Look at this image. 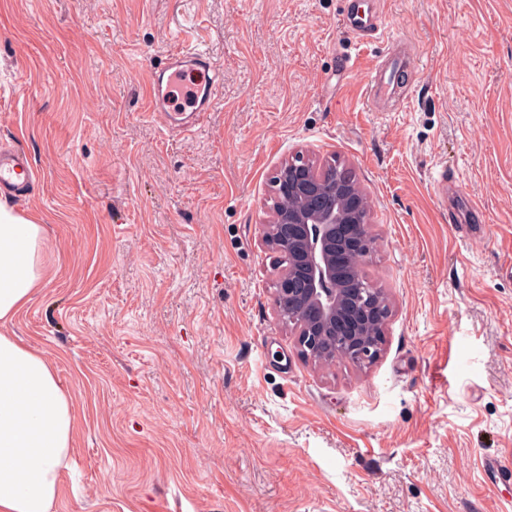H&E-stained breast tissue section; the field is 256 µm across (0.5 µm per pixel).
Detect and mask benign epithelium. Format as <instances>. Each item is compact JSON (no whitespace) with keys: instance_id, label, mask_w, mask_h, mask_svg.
Returning <instances> with one entry per match:
<instances>
[{"instance_id":"obj_1","label":"benign epithelium","mask_w":512,"mask_h":512,"mask_svg":"<svg viewBox=\"0 0 512 512\" xmlns=\"http://www.w3.org/2000/svg\"><path fill=\"white\" fill-rule=\"evenodd\" d=\"M330 167L324 178L317 163L297 153L273 177L274 198L286 205L273 209L261 237L279 259L275 313L304 359L324 365L340 356L359 367L372 365L391 314L385 293L363 271L376 238L353 168L342 162Z\"/></svg>"}]
</instances>
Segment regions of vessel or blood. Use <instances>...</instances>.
<instances>
[{"mask_svg":"<svg viewBox=\"0 0 512 512\" xmlns=\"http://www.w3.org/2000/svg\"><path fill=\"white\" fill-rule=\"evenodd\" d=\"M405 66L402 56H394L388 65H374L370 71V87L374 96L385 97L398 85L401 70ZM196 71L203 78L195 87L196 100L191 112H175L171 109V81L176 74ZM216 59L207 51L197 48L184 49L169 57L158 69L148 90V102L152 112L163 116L169 127L188 125L191 118L211 111L217 102ZM32 177V170L25 157L17 152H0V194L19 190Z\"/></svg>","mask_w":512,"mask_h":512,"instance_id":"vessel-or-blood-1","label":"vessel or blood"}]
</instances>
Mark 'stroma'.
I'll return each instance as SVG.
<instances>
[{
	"label": "stroma",
	"mask_w": 512,
	"mask_h": 512,
	"mask_svg": "<svg viewBox=\"0 0 512 512\" xmlns=\"http://www.w3.org/2000/svg\"><path fill=\"white\" fill-rule=\"evenodd\" d=\"M400 88L371 100L386 37ZM222 65L197 135L147 91L182 36ZM34 178L45 285L12 329L74 433L51 512H512V0H0V148ZM350 163L384 351L317 367L261 243L297 152ZM464 217L449 222V208Z\"/></svg>",
	"instance_id": "stroma-1"
}]
</instances>
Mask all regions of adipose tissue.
<instances>
[{"label": "adipose tissue", "mask_w": 512, "mask_h": 512, "mask_svg": "<svg viewBox=\"0 0 512 512\" xmlns=\"http://www.w3.org/2000/svg\"><path fill=\"white\" fill-rule=\"evenodd\" d=\"M44 228L0 201V512H50L71 447V399L54 366L10 330L43 281Z\"/></svg>", "instance_id": "1"}]
</instances>
